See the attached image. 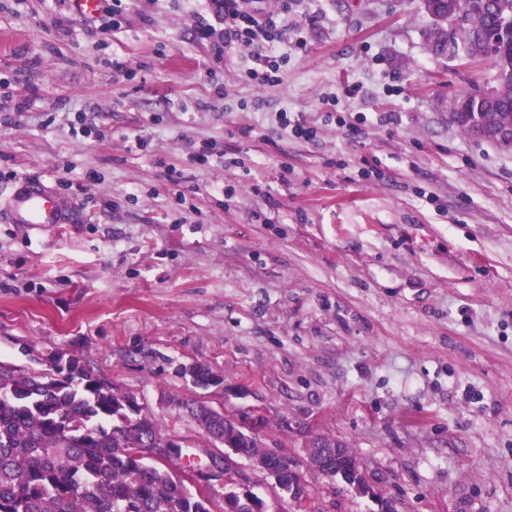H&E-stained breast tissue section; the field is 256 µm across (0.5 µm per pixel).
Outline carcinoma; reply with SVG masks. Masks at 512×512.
Returning a JSON list of instances; mask_svg holds the SVG:
<instances>
[{
	"mask_svg": "<svg viewBox=\"0 0 512 512\" xmlns=\"http://www.w3.org/2000/svg\"><path fill=\"white\" fill-rule=\"evenodd\" d=\"M448 13L465 8V26L455 37V50L468 59L488 61L499 84L498 119L512 121V74L499 64L502 51L512 55V29L502 5L512 0H442ZM496 32L500 45L485 53L484 35ZM481 91L461 95L470 115L457 123L469 134L486 116L478 107ZM74 369L64 382L47 374L14 373L0 368V512H228L225 496L191 491L171 466L184 449L149 465L139 453L167 436L159 420L137 406L128 408L114 387H101L80 357L69 356ZM208 439L224 443L237 434L240 457L267 456L258 439L234 432L237 415L213 410L199 399L181 403ZM333 478L343 471L354 479L356 456L338 458L327 449ZM278 482L291 480L294 462L270 457Z\"/></svg>",
	"mask_w": 512,
	"mask_h": 512,
	"instance_id": "obj_1",
	"label": "carcinoma"
}]
</instances>
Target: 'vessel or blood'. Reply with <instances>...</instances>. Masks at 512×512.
Wrapping results in <instances>:
<instances>
[{"mask_svg": "<svg viewBox=\"0 0 512 512\" xmlns=\"http://www.w3.org/2000/svg\"><path fill=\"white\" fill-rule=\"evenodd\" d=\"M0 221L7 224H72L76 221L72 201L56 194L37 180L20 182L6 208L0 211Z\"/></svg>", "mask_w": 512, "mask_h": 512, "instance_id": "b4317fda", "label": "vessel or blood"}]
</instances>
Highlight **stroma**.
Here are the masks:
<instances>
[{
    "mask_svg": "<svg viewBox=\"0 0 512 512\" xmlns=\"http://www.w3.org/2000/svg\"><path fill=\"white\" fill-rule=\"evenodd\" d=\"M125 7L102 35L68 0H0V206L33 178L79 215L0 222V362L79 355L218 456L179 401L260 409L264 449L336 438L397 512H512V151L449 116L492 65L433 55L422 0H295L259 89L249 49L217 65L197 39L211 0ZM237 467L267 512L378 510L309 469L301 508ZM276 121L285 134L296 139L312 140L317 135V128L302 116L292 120L287 111H281L276 113Z\"/></svg>",
    "mask_w": 512,
    "mask_h": 512,
    "instance_id": "obj_1",
    "label": "stroma"
}]
</instances>
